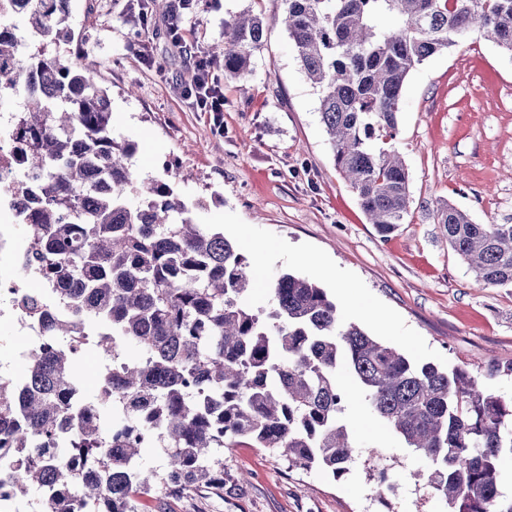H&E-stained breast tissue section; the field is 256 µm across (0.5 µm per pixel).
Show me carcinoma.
I'll list each match as a JSON object with an SVG mask.
<instances>
[{
    "label": "carcinoma",
    "instance_id": "obj_1",
    "mask_svg": "<svg viewBox=\"0 0 512 512\" xmlns=\"http://www.w3.org/2000/svg\"><path fill=\"white\" fill-rule=\"evenodd\" d=\"M0 39V106L16 104L24 167L45 176L22 217L26 261L45 291L15 300L64 345L30 355L23 386L0 382V444L25 449L15 496L38 490L49 512H140L141 501L224 489V449L263 448L291 469L350 471L365 449L344 423L352 379L371 414L427 465L441 512H512L502 491L512 456V395L460 367L414 364L342 320L325 289L289 272L268 306L248 298L250 261L192 217L168 180L141 178L136 145L112 136L103 63L60 53L70 0H25ZM173 34L192 0H152ZM337 171L370 223L389 234L410 206L409 173L390 142L408 75L476 32L512 53V0H282ZM382 15L391 28L378 27ZM264 20L224 18L212 61L243 78ZM432 216L475 281L512 287V224H478L441 201ZM96 346L122 365L85 408L75 372ZM138 354H127L128 347ZM162 449L145 470L139 449Z\"/></svg>",
    "mask_w": 512,
    "mask_h": 512
}]
</instances>
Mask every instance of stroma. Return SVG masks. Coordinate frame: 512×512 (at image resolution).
<instances>
[{
  "label": "stroma",
  "mask_w": 512,
  "mask_h": 512,
  "mask_svg": "<svg viewBox=\"0 0 512 512\" xmlns=\"http://www.w3.org/2000/svg\"><path fill=\"white\" fill-rule=\"evenodd\" d=\"M140 0H71L74 41L104 61L112 131L133 141L135 170L173 181L196 203L198 223L216 224L240 248L262 242L275 258L253 268L254 304L268 302L271 277L307 278L336 301L347 321L408 358L461 367L491 391L512 362V288L486 286L466 271L429 214L438 200L480 224H512V54L472 34L426 60L402 95L395 148L410 175L405 222L389 235L369 224L337 171L305 77L278 16L281 0H205L184 23L186 51L173 53L161 14L139 17ZM264 18L263 45L245 79L212 76L224 92V127L179 94L193 59L224 37V17ZM345 422L368 453L335 480L289 469L260 448L224 451L223 492L145 502L147 512H440L425 466L365 407L349 378Z\"/></svg>",
  "instance_id": "obj_1"
}]
</instances>
